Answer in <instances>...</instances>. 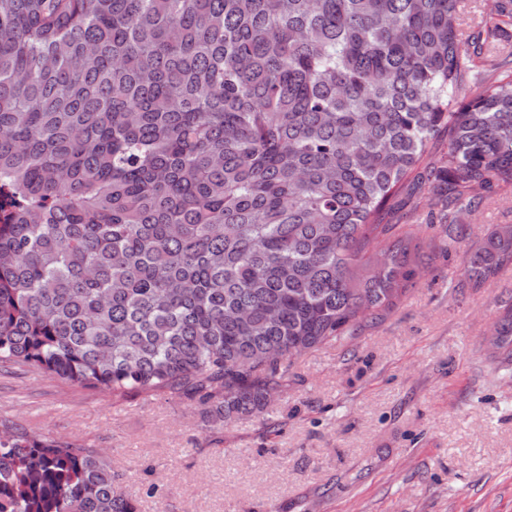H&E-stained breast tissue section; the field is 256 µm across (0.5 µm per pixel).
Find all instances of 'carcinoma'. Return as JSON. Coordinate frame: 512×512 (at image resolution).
<instances>
[{"label": "carcinoma", "instance_id": "obj_1", "mask_svg": "<svg viewBox=\"0 0 512 512\" xmlns=\"http://www.w3.org/2000/svg\"><path fill=\"white\" fill-rule=\"evenodd\" d=\"M509 27L512 0L465 39L459 0H0V367L264 412L418 275L409 235L374 250L407 187L448 251L512 187V73L466 100ZM508 265L495 227L453 287ZM495 336L512 366V307ZM113 484L94 448L0 441V512H138Z\"/></svg>", "mask_w": 512, "mask_h": 512}]
</instances>
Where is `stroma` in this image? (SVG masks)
I'll list each match as a JSON object with an SVG mask.
<instances>
[{
	"mask_svg": "<svg viewBox=\"0 0 512 512\" xmlns=\"http://www.w3.org/2000/svg\"><path fill=\"white\" fill-rule=\"evenodd\" d=\"M438 213L402 198L385 221L428 258L399 304L355 339L292 360L264 413L221 428L196 401L87 389L0 369V420L107 453L138 512H512V371L490 339L512 267L455 291ZM465 245L512 225V190L465 221Z\"/></svg>",
	"mask_w": 512,
	"mask_h": 512,
	"instance_id": "stroma-1",
	"label": "stroma"
}]
</instances>
